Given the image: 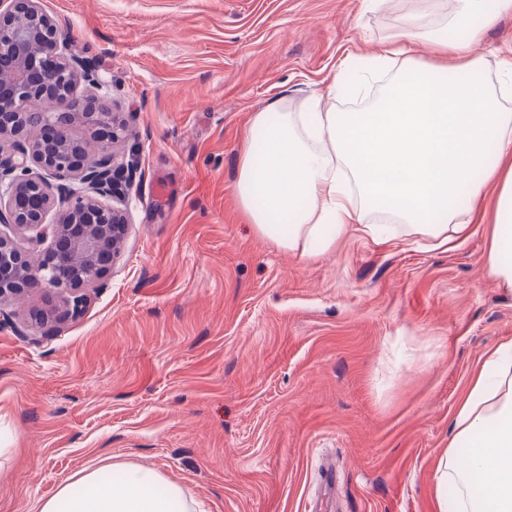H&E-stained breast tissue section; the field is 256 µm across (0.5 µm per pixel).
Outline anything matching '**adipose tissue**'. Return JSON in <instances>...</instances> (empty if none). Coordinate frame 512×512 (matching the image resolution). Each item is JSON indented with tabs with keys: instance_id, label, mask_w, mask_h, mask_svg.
<instances>
[{
	"instance_id": "ef3b65f1",
	"label": "adipose tissue",
	"mask_w": 512,
	"mask_h": 512,
	"mask_svg": "<svg viewBox=\"0 0 512 512\" xmlns=\"http://www.w3.org/2000/svg\"><path fill=\"white\" fill-rule=\"evenodd\" d=\"M413 2L395 38L368 60L377 69L389 56L405 58L368 109L337 108V93L369 89L341 72L309 111L275 103L251 114L254 137L238 153L240 204L259 235L305 255L346 234L387 242L389 229L370 219L375 212L448 246L488 208L487 274L512 288V113L500 103L512 91V71L505 86L492 87L474 51L483 31L512 12V0H457L437 28L424 0ZM417 41L435 60L411 58ZM450 429L454 443L434 474L436 512H512V344L485 355ZM461 438L471 444L464 455L455 446ZM119 470L112 483L101 468L79 470L33 512H185L180 485L134 464ZM452 481L462 487L453 501Z\"/></svg>"
}]
</instances>
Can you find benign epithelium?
Returning <instances> with one entry per match:
<instances>
[{
    "instance_id": "7a95c632",
    "label": "benign epithelium",
    "mask_w": 512,
    "mask_h": 512,
    "mask_svg": "<svg viewBox=\"0 0 512 512\" xmlns=\"http://www.w3.org/2000/svg\"><path fill=\"white\" fill-rule=\"evenodd\" d=\"M0 137L13 136L0 154V302L30 288L61 294L62 320L78 316L82 290L105 275L129 224L127 188L138 173V150L112 113V85L96 65L74 52L41 0H0ZM93 90L98 111L86 112L100 143L97 163L68 128L80 84ZM39 110L41 124L59 138L30 140L21 120ZM48 244L33 262L29 249Z\"/></svg>"
}]
</instances>
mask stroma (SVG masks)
<instances>
[{
	"label": "stroma",
	"mask_w": 512,
	"mask_h": 512,
	"mask_svg": "<svg viewBox=\"0 0 512 512\" xmlns=\"http://www.w3.org/2000/svg\"><path fill=\"white\" fill-rule=\"evenodd\" d=\"M96 57L140 145L131 222L83 312L32 288L0 322V424L16 430L0 512L76 471L139 464L192 512H434L451 417L484 354L512 343L491 226L455 248L346 235L311 256L256 233L237 193L248 118L304 111L407 0H42ZM479 52L512 60V13ZM336 486L324 493L322 466Z\"/></svg>",
	"instance_id": "obj_1"
}]
</instances>
